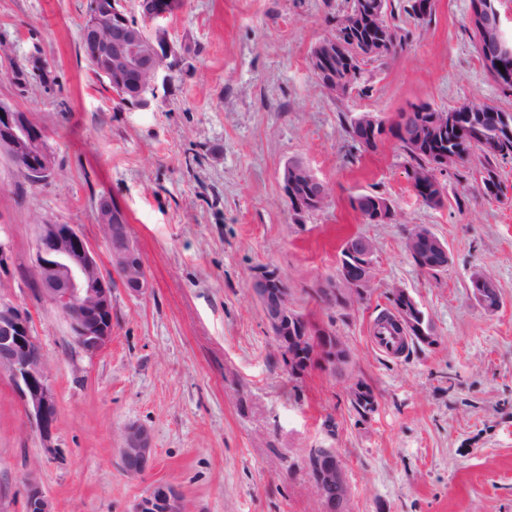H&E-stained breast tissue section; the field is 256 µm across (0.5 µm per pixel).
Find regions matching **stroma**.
<instances>
[{
	"mask_svg": "<svg viewBox=\"0 0 512 512\" xmlns=\"http://www.w3.org/2000/svg\"><path fill=\"white\" fill-rule=\"evenodd\" d=\"M351 3L185 0L168 20L174 53L157 94L132 108L81 53L88 0H0V101L45 125L56 165L33 187L0 156V243L11 252L0 297L30 313L58 398L47 449L0 374V512H24L32 478L54 512H133L158 483L190 512H325L303 454L331 446L346 465L348 512H512V159L498 165L499 200L465 195L480 169L451 166L435 207L415 195L396 141L367 150L349 135L365 113L390 125L420 103L512 112V95L475 50L470 0H432L426 21L391 0L401 46L365 60L355 88L333 97L309 58ZM292 161L324 184L319 209L292 211L281 187ZM361 194L387 198L395 222L367 223L352 206ZM103 197L124 210L151 288L113 289L112 341L92 360L30 267L40 219L78 225L104 249ZM415 225L447 243L444 270L414 265L404 237ZM353 236L372 245L369 294L317 303ZM262 266L285 278L295 309L343 338L344 374L289 375L252 292ZM479 267L497 283V312L471 293ZM397 288L436 341L393 356L372 330ZM358 381L376 394L366 417L349 397ZM132 422L153 435L138 476L119 457Z\"/></svg>",
	"mask_w": 512,
	"mask_h": 512,
	"instance_id": "stroma-1",
	"label": "stroma"
}]
</instances>
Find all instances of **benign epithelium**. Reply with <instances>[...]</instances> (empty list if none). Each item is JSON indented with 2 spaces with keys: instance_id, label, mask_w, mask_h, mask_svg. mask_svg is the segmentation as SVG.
I'll use <instances>...</instances> for the list:
<instances>
[{
  "instance_id": "1",
  "label": "benign epithelium",
  "mask_w": 512,
  "mask_h": 512,
  "mask_svg": "<svg viewBox=\"0 0 512 512\" xmlns=\"http://www.w3.org/2000/svg\"><path fill=\"white\" fill-rule=\"evenodd\" d=\"M368 27L382 28L385 0H361ZM490 0H471V23L487 42L501 36L499 17L492 14ZM143 17L153 25L151 39L143 28L133 25L125 15L121 0H96L87 13L82 29L83 54L91 59L101 77L117 84L119 95L128 106L147 104V94L154 93L161 69L172 54L167 28L162 21L180 7L181 0H137ZM343 46L336 37H328L314 47L310 56L312 71L324 77L322 84L334 90L335 78L323 70L326 61H336ZM0 154L28 176L30 183L39 185L55 174L53 154L47 143L46 129L39 120L0 102ZM283 190L297 182L317 186L314 200L326 195L323 184L301 163L286 165L281 175ZM98 223L110 247L111 271L104 269L97 249L74 224H58L40 220L35 224L34 251L31 262L33 275L42 298L59 310L68 321L78 349L88 358L98 357L112 340V276L134 297L144 295L150 281L144 273V260L129 234L126 214L108 199L99 203ZM420 240L430 248L418 256L419 270L434 274L448 266V247L439 238L420 234ZM347 252L363 259L359 270L342 261L336 275L328 279L320 292L336 296L343 302H359L367 295L371 279V252L366 240ZM477 299L489 312L502 305L494 278L481 268L470 275ZM253 292L259 301L264 320L283 351L301 352L306 348L314 358L323 357L325 373L334 376L349 364V354L341 339L329 344L319 336L324 326L308 321L297 313L289 301L286 288H275L263 268L253 276ZM397 303L392 305L393 320L405 336L416 342H435L431 324H422L424 315L419 305L404 288L392 293ZM307 324L298 336L287 335L294 323ZM0 372L8 375L24 409L27 422L50 447L56 426L57 394L50 381V372L43 350L33 336L32 319L15 302L0 297ZM368 386L358 382L350 391L352 404L365 414L376 408L366 402ZM153 456L150 430L138 423L125 426L120 457L123 470L131 475L146 471ZM306 464L311 479L320 486L336 487L344 494L327 499L329 512H346L347 478L345 462L335 448L306 449ZM25 512H53L52 503L39 483L31 479L25 502ZM134 512H187L185 501L177 488L158 484L134 505Z\"/></svg>"
}]
</instances>
